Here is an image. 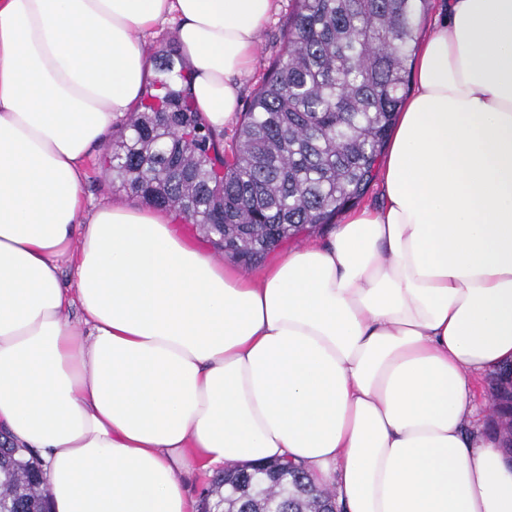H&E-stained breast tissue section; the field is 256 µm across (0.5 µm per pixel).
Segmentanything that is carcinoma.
I'll use <instances>...</instances> for the list:
<instances>
[{"instance_id": "cac0c4a2", "label": "carcinoma", "mask_w": 512, "mask_h": 512, "mask_svg": "<svg viewBox=\"0 0 512 512\" xmlns=\"http://www.w3.org/2000/svg\"><path fill=\"white\" fill-rule=\"evenodd\" d=\"M288 52L272 63L231 155L193 110L177 48L117 126L107 172L127 194L199 227L225 254L261 261L330 224L363 195L408 87L428 0H293ZM496 407L512 427V365ZM24 449L0 443V500L47 512L49 488ZM238 512H318L328 489L284 462L231 464L219 480Z\"/></svg>"}]
</instances>
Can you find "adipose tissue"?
Returning a JSON list of instances; mask_svg holds the SVG:
<instances>
[{"label": "adipose tissue", "instance_id": "ef3b65f1", "mask_svg": "<svg viewBox=\"0 0 512 512\" xmlns=\"http://www.w3.org/2000/svg\"><path fill=\"white\" fill-rule=\"evenodd\" d=\"M275 0H0V434L51 512H194L182 473L288 459L344 512H512L473 426L512 363V0H445L383 201L251 269L149 204L86 212L82 165L178 22L213 131ZM75 270L62 281V262ZM495 379V373H487L480 376L477 380L476 403L481 412L484 413L480 421L485 429L493 427L492 416L489 411V406L491 404V392L495 384Z\"/></svg>", "mask_w": 512, "mask_h": 512}]
</instances>
